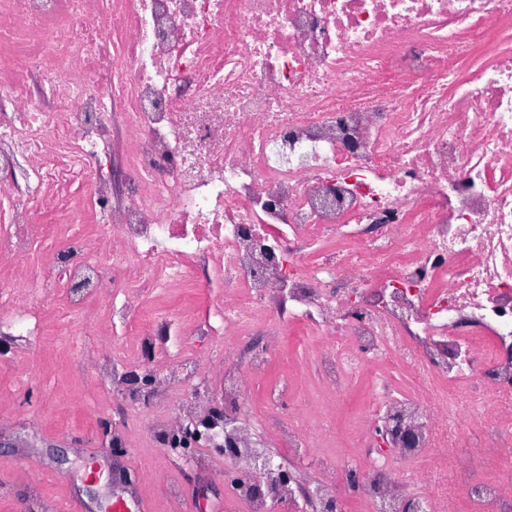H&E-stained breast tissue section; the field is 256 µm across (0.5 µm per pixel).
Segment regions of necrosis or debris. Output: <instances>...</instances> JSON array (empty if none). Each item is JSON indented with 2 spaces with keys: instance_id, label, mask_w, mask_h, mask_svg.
<instances>
[{
  "instance_id": "1",
  "label": "necrosis or debris",
  "mask_w": 512,
  "mask_h": 512,
  "mask_svg": "<svg viewBox=\"0 0 512 512\" xmlns=\"http://www.w3.org/2000/svg\"><path fill=\"white\" fill-rule=\"evenodd\" d=\"M506 34L512 0H0V335L96 302L112 397L145 352L167 367L154 438L204 424L217 382L205 438L235 441L234 468L268 423L324 498L355 470L369 512H512ZM215 283L202 317L144 306ZM176 323L223 337V371ZM289 331L317 384L253 399ZM362 375L372 406L339 435ZM393 418L415 442L378 452ZM231 491L311 508L294 484Z\"/></svg>"
}]
</instances>
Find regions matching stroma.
Instances as JSON below:
<instances>
[{
  "label": "stroma",
  "mask_w": 512,
  "mask_h": 512,
  "mask_svg": "<svg viewBox=\"0 0 512 512\" xmlns=\"http://www.w3.org/2000/svg\"><path fill=\"white\" fill-rule=\"evenodd\" d=\"M77 334L30 343L0 335V512H51L68 500L73 512H112V475L125 478L131 512H226L229 462L215 449L205 457L166 455L135 437L139 415L127 399L111 401L98 386L91 359L111 346L92 314L68 316Z\"/></svg>",
  "instance_id": "obj_1"
}]
</instances>
